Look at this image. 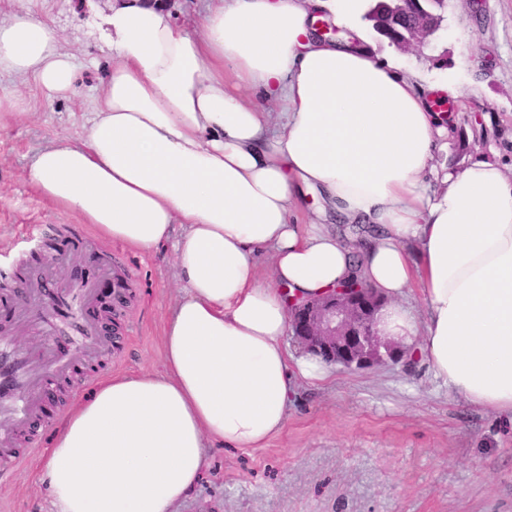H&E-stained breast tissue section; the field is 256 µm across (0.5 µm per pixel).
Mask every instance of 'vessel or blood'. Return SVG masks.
I'll list each match as a JSON object with an SVG mask.
<instances>
[{
    "mask_svg": "<svg viewBox=\"0 0 512 512\" xmlns=\"http://www.w3.org/2000/svg\"><path fill=\"white\" fill-rule=\"evenodd\" d=\"M77 254L93 256L103 276L113 272L112 256L96 251L91 239L79 228L69 227L61 245L40 262L36 274L22 276L19 290L0 291V310L8 311L25 329L40 317L38 306L48 303L49 313L58 322L57 341L43 349L22 352L7 339H0V415L7 423L0 426V475H9L22 461L15 446L14 430L28 427L38 437L48 424L43 375L48 369L88 375L84 352L97 346L106 331L104 320L111 310L87 280H61L59 270Z\"/></svg>",
    "mask_w": 512,
    "mask_h": 512,
    "instance_id": "vessel-or-blood-1",
    "label": "vessel or blood"
}]
</instances>
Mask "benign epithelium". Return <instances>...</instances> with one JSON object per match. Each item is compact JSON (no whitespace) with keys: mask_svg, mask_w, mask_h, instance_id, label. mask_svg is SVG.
Segmentation results:
<instances>
[{"mask_svg":"<svg viewBox=\"0 0 512 512\" xmlns=\"http://www.w3.org/2000/svg\"><path fill=\"white\" fill-rule=\"evenodd\" d=\"M445 30L443 23L432 24L418 18L408 37L393 42L407 51L428 36ZM384 300L363 283L340 288L327 295L291 305L288 330L309 353L328 364L356 370L401 357L402 349L381 342L376 314Z\"/></svg>","mask_w":512,"mask_h":512,"instance_id":"obj_1","label":"benign epithelium"}]
</instances>
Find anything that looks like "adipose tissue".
Instances as JSON below:
<instances>
[{"label":"adipose tissue","mask_w":512,"mask_h":512,"mask_svg":"<svg viewBox=\"0 0 512 512\" xmlns=\"http://www.w3.org/2000/svg\"><path fill=\"white\" fill-rule=\"evenodd\" d=\"M362 7L207 0L196 32L149 0L95 13L112 69L91 125L40 150L28 179L102 237L172 245L184 294L162 371L105 377L58 420L42 462L52 512H170L207 447L279 434L294 378L329 376L317 357L289 359V306L353 278L388 298L383 337L469 403L512 415V174L476 160L429 188L443 128L420 86L314 35L318 14L347 23ZM2 72L73 90L72 55L30 12L0 22ZM307 193L318 208L299 224ZM331 214L362 235L329 231ZM416 277L422 321L401 301Z\"/></svg>","instance_id":"obj_1"}]
</instances>
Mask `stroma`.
<instances>
[{
  "label": "stroma",
  "instance_id": "stroma-1",
  "mask_svg": "<svg viewBox=\"0 0 512 512\" xmlns=\"http://www.w3.org/2000/svg\"><path fill=\"white\" fill-rule=\"evenodd\" d=\"M105 0H0V21L28 10L74 54L73 93L47 95L30 78L0 74V94L20 112L0 116V262L36 265L25 238L82 226L125 275L130 297L112 313L118 341L95 360L98 377L162 367L164 322L182 294L172 247L139 251L98 236L92 225L43 197L27 178L55 138L78 143L110 65L87 32ZM446 38L403 52L376 32L368 49L422 78L426 98L457 80V119L435 158L440 170L489 159L512 171V0H449ZM281 433L260 448L208 449L203 477L175 512H512V416L474 407L408 355L326 382L297 380ZM52 432L22 438L25 462L0 479V512H50L37 457Z\"/></svg>",
  "mask_w": 512,
  "mask_h": 512
}]
</instances>
